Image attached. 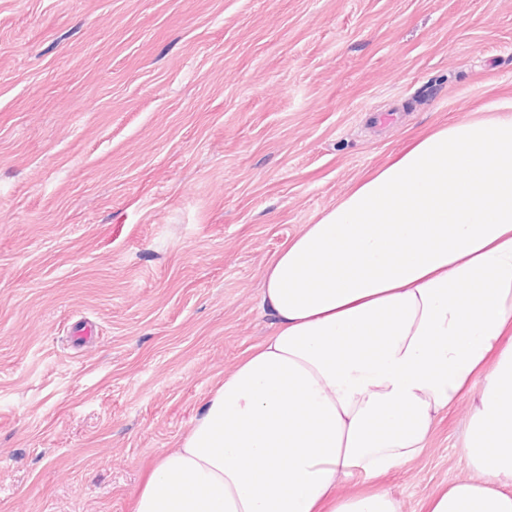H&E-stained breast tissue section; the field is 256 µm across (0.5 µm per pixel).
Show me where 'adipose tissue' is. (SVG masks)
<instances>
[{
    "mask_svg": "<svg viewBox=\"0 0 512 512\" xmlns=\"http://www.w3.org/2000/svg\"><path fill=\"white\" fill-rule=\"evenodd\" d=\"M272 332L157 459L133 512H402L376 487L473 405L474 478L426 512H512V113L411 140L265 266Z\"/></svg>",
    "mask_w": 512,
    "mask_h": 512,
    "instance_id": "adipose-tissue-1",
    "label": "adipose tissue"
}]
</instances>
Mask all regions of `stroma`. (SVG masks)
Returning a JSON list of instances; mask_svg holds the SVG:
<instances>
[{
	"label": "stroma",
	"mask_w": 512,
	"mask_h": 512,
	"mask_svg": "<svg viewBox=\"0 0 512 512\" xmlns=\"http://www.w3.org/2000/svg\"><path fill=\"white\" fill-rule=\"evenodd\" d=\"M505 101L512 0H0V512H132L281 245ZM470 406L372 485L471 477Z\"/></svg>",
	"instance_id": "obj_1"
}]
</instances>
